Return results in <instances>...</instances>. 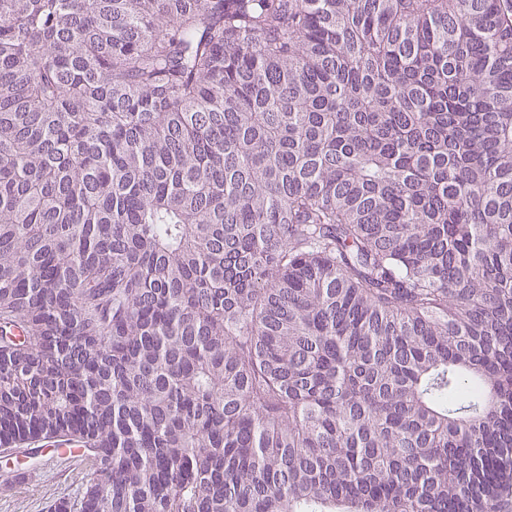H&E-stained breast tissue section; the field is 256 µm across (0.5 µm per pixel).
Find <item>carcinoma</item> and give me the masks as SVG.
Here are the masks:
<instances>
[{
	"label": "carcinoma",
	"instance_id": "cac0c4a2",
	"mask_svg": "<svg viewBox=\"0 0 512 512\" xmlns=\"http://www.w3.org/2000/svg\"><path fill=\"white\" fill-rule=\"evenodd\" d=\"M53 512H498L512 0H0V444ZM59 443V438H54L0 447V512H50L55 500L79 498L90 463L78 447L56 446ZM57 448L72 451L58 455ZM21 470L27 471V476L17 481L14 476Z\"/></svg>",
	"mask_w": 512,
	"mask_h": 512
}]
</instances>
